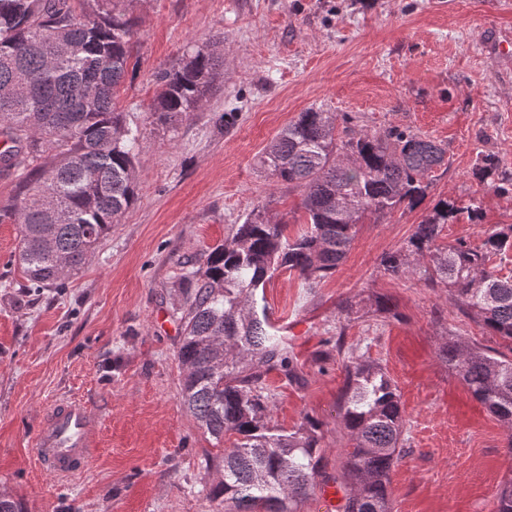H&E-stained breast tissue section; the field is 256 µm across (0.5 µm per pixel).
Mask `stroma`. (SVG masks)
Segmentation results:
<instances>
[{
	"label": "stroma",
	"mask_w": 512,
	"mask_h": 512,
	"mask_svg": "<svg viewBox=\"0 0 512 512\" xmlns=\"http://www.w3.org/2000/svg\"><path fill=\"white\" fill-rule=\"evenodd\" d=\"M135 22L118 107L139 127L137 201L65 289L27 287L14 261L19 227L0 224V495L24 512H224L205 460L222 446L182 405L180 282L259 205L304 227L301 192L258 159L299 112L319 108L349 129L412 130L447 150L422 206L358 225L336 272L306 287L282 270L264 288L301 383L270 372L275 425H321L329 470L351 441L337 414L346 351L381 364L404 411L405 454L392 472L393 512H495L512 474V439L439 352L449 337L500 348L445 286L384 273L441 198H480L479 223L445 225L441 243L481 245L512 224V192L472 176L491 154L512 175V0H122ZM223 37L224 80L175 128L153 125L156 72ZM235 115L232 125L222 116ZM352 301L353 313L340 311ZM391 310L377 312L376 301ZM345 353H337V344ZM75 396L100 415L84 471L55 478L34 457L46 407Z\"/></svg>",
	"instance_id": "obj_1"
}]
</instances>
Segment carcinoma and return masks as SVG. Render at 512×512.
<instances>
[{
    "label": "carcinoma",
    "instance_id": "cac0c4a2",
    "mask_svg": "<svg viewBox=\"0 0 512 512\" xmlns=\"http://www.w3.org/2000/svg\"><path fill=\"white\" fill-rule=\"evenodd\" d=\"M94 14L74 0H0V172L16 194L0 202V223L19 225L16 262L32 288H64L136 201L134 148L140 134L115 103L131 58L134 23L95 0ZM224 77L223 55L199 49L178 67L155 75L153 123L172 128L200 110ZM446 150L408 129L337 131L336 114L299 113L267 146L272 177L302 191L307 229L290 238L287 224L257 206L235 234L183 276L181 399L216 443L232 438L206 465L223 470L214 495L232 512H300L320 484L348 488L341 512H392L390 472L401 457L404 416L393 380L378 363L348 357L340 412L353 448L330 476L319 423L292 431L270 425L263 381L276 370L300 380L282 337L273 333L257 291L275 272H297L310 287L332 275L369 216L418 207L428 177L445 165ZM473 176L507 192L496 158H478ZM466 206L438 199L398 249L380 265L393 277L441 282L475 323L507 343L508 353L451 338L442 348L448 370L474 399L512 428V274L493 259L512 250V225L485 232L482 244L438 243ZM496 512H512V477Z\"/></svg>",
    "mask_w": 512,
    "mask_h": 512
}]
</instances>
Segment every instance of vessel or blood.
I'll return each mask as SVG.
<instances>
[{
	"label": "vessel or blood",
	"instance_id": "obj_1",
	"mask_svg": "<svg viewBox=\"0 0 512 512\" xmlns=\"http://www.w3.org/2000/svg\"><path fill=\"white\" fill-rule=\"evenodd\" d=\"M97 446V420L85 403L69 398L45 414L36 443V459L46 471L68 477L81 471Z\"/></svg>",
	"mask_w": 512,
	"mask_h": 512
}]
</instances>
